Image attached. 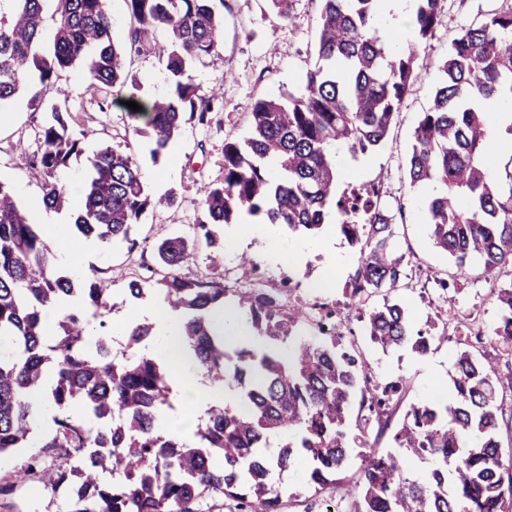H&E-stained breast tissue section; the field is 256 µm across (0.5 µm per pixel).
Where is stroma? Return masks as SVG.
I'll use <instances>...</instances> for the list:
<instances>
[{"instance_id":"1","label":"stroma","mask_w":512,"mask_h":512,"mask_svg":"<svg viewBox=\"0 0 512 512\" xmlns=\"http://www.w3.org/2000/svg\"><path fill=\"white\" fill-rule=\"evenodd\" d=\"M291 2V15L285 18L268 0H214L221 18V47L188 70L200 95L212 97L213 108L205 120L186 118L168 153L156 163L144 138L135 133L125 101L132 96L151 99L170 90L171 80L158 54L129 55L128 81L120 89L91 87L80 64L60 72L57 84L63 93L50 95L48 102L69 113L74 133L83 136L81 154L71 157L63 172L70 203L81 200L89 160L106 146L131 153L138 160L144 172L151 175L146 182L151 193L173 191L177 198L168 208L147 212L135 226L131 243L104 252L87 250L86 240H75L72 248L88 253L84 264L75 269L61 258L57 267L67 273L75 269L83 275L97 269L108 280L110 306L90 322L95 337L113 334V316L122 309L160 305L161 296L135 301L127 297L125 288L130 280L145 275L147 266L157 265L154 247L166 238H188L193 258L184 267V274L224 278L243 288L254 282L266 288L290 283L293 299L310 303L318 297L335 309L343 321L345 343L356 344L368 360L374 383L399 384L391 403L392 420L397 423L410 405L435 400L436 378L449 380L455 376L454 354L460 348L458 326L478 322L485 339L471 343V354L492 358L498 364L505 361L506 346L490 339L498 322L492 290L508 287L512 278L505 276L492 284L474 274L458 275L448 255L435 248L429 238L422 218L424 191L410 186L406 159L414 130L432 97L436 63L447 57L448 47L461 28L479 25L489 13L504 7L506 0H445L435 34L420 51L419 60L424 64L421 78L406 94L385 147L369 153L370 164L364 169L349 156L340 159L345 181L381 186V200L395 216V240L405 256L407 277L401 288L392 291V298L407 307L414 330L448 336L447 342L433 345L423 357L408 348L382 352L364 336L356 311L347 305V287L357 268V256L344 237L336 236L333 226H326L314 237L277 230L278 244L286 255L278 264L260 258L262 242L254 238L240 251H225L223 265L215 267L207 259L205 239L191 235L201 215L205 189L224 178L225 142L246 134L249 114L258 99L296 91L314 62L319 0ZM44 119V112L28 109L22 98L0 108V177L10 181L15 197L35 224L53 215L41 205V182L29 175ZM244 253L255 257V267L241 266L239 258ZM442 278L448 280V288H440L438 281ZM52 416L49 408L39 413L34 441L0 462V512H65L63 489L41 488L22 476L32 462L49 469L59 465L56 451L47 446L53 431ZM280 483L285 488L280 512H354L355 502L344 488L330 486L317 491L307 487L304 466L285 473Z\"/></svg>"}]
</instances>
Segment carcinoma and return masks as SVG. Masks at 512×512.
Returning a JSON list of instances; mask_svg holds the SVG:
<instances>
[{"instance_id":"1","label":"carcinoma","mask_w":512,"mask_h":512,"mask_svg":"<svg viewBox=\"0 0 512 512\" xmlns=\"http://www.w3.org/2000/svg\"><path fill=\"white\" fill-rule=\"evenodd\" d=\"M46 0H0V106L20 96L41 108L59 93L58 71L85 61L91 85L112 87L127 79L126 56L156 50L166 34L165 70L177 78L173 95L150 103L135 100L129 111L138 134L148 138L156 162L165 155L185 114L204 120L213 97H202L186 77L189 65L218 52L221 23L212 0H125L136 25L125 46L114 43L109 0H53L56 29L52 48L42 38ZM317 60L300 94L258 99L241 139L224 143V181L204 191L194 235L211 248L210 262L224 261L215 228L236 224L245 214L264 223L309 235L334 216L336 229L358 250L349 298L364 335L382 350L409 346L428 353L446 336L412 334L406 309L383 297L406 276L395 243L392 216L376 194L340 189L338 155L353 157L380 149L395 114L421 77L419 52L434 34L444 0H414L407 27L413 38L391 52L378 34L379 0H321ZM440 79L414 131L406 163L412 187H430L423 205L434 245L449 254L460 273L479 263L487 281L512 277V156L502 173L489 140L486 105L512 101V5L465 27L439 65ZM70 115L54 108L39 134L41 149L31 175L43 186L42 202L61 210L69 199L60 180L68 160L80 152ZM175 193L154 197L139 162L106 147L90 159L85 196L72 227L109 248L130 240L150 209L169 206ZM162 277L141 276L127 285L135 300L159 292L183 313L182 336L195 360L218 382L231 380L241 408L214 405L197 426L195 444L170 433L161 421L172 407L165 366L148 352L152 325L122 330L125 350L112 337L87 346V312L109 307L110 292L96 270L90 276L63 274L44 241V230L27 218L9 183L0 179V458L25 448L34 434L37 396L55 409V436L45 444L59 450L52 470L27 467V474L52 490L69 488L67 512H201L208 493L238 505V512H278L282 475L306 465L314 490L343 484L355 442L348 411L357 392L369 414L380 418L399 391L372 383L361 352L343 344L336 310L324 303H291L288 286L230 288L224 280L181 273L192 253L177 236L155 248ZM500 319L494 335L512 344V287L497 291ZM71 301L54 337L44 317ZM226 305L242 310L260 340L232 346L216 338L209 313ZM304 324L323 341L297 338ZM456 376L448 403H415L396 427L397 447L429 463L422 476L406 472L395 454L365 460L351 486L355 512H512V460L503 461L498 435L503 421L499 396L512 392V368L502 372L467 350L455 354ZM54 375L49 390L44 378ZM77 405L105 422L92 429L69 414ZM285 436L279 450L270 439ZM110 473L112 483L103 482Z\"/></svg>"}]
</instances>
